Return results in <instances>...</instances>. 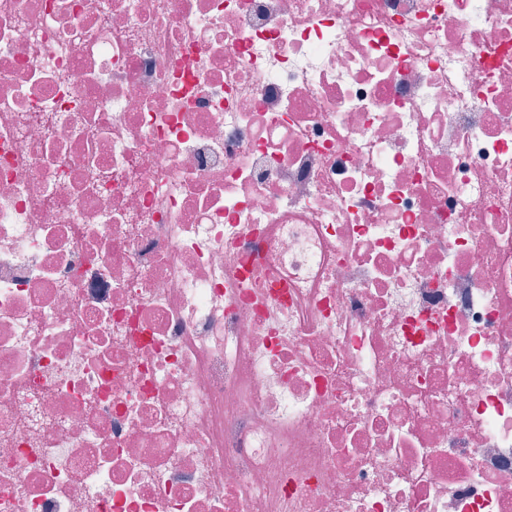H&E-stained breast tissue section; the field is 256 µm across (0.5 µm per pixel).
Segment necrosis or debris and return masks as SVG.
<instances>
[{
    "instance_id": "1",
    "label": "necrosis or debris",
    "mask_w": 512,
    "mask_h": 512,
    "mask_svg": "<svg viewBox=\"0 0 512 512\" xmlns=\"http://www.w3.org/2000/svg\"><path fill=\"white\" fill-rule=\"evenodd\" d=\"M0 512H512V0H0Z\"/></svg>"
}]
</instances>
